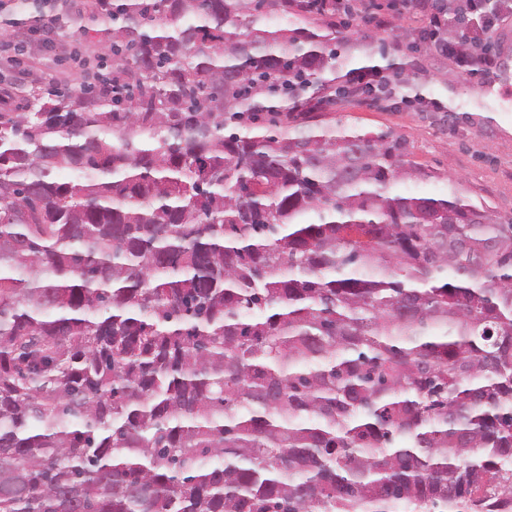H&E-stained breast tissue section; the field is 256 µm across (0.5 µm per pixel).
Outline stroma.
Returning a JSON list of instances; mask_svg holds the SVG:
<instances>
[{
	"instance_id": "35a3bbf8",
	"label": "stroma",
	"mask_w": 512,
	"mask_h": 512,
	"mask_svg": "<svg viewBox=\"0 0 512 512\" xmlns=\"http://www.w3.org/2000/svg\"><path fill=\"white\" fill-rule=\"evenodd\" d=\"M425 28L421 16L400 14L391 18L385 30L356 21L349 31L358 40L382 41L389 51L404 53L409 44L422 43ZM399 31L406 33L405 43L394 40ZM13 33V53L24 64L19 69L0 64V84L11 89L10 97L0 100V113L20 111L23 92L72 78L65 54L84 44L79 37L35 32L26 26L14 28ZM414 78L425 103L397 99L376 106L340 98L331 110L365 129L390 128L407 138L411 161L433 177L404 185V192L440 196L453 185L474 199L485 200L496 216L512 219V95L484 96L481 77L461 76L452 58L434 51L421 53ZM451 174L456 183H448Z\"/></svg>"
}]
</instances>
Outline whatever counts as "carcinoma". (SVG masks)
I'll use <instances>...</instances> for the list:
<instances>
[{"label":"carcinoma","instance_id":"cac0c4a2","mask_svg":"<svg viewBox=\"0 0 512 512\" xmlns=\"http://www.w3.org/2000/svg\"><path fill=\"white\" fill-rule=\"evenodd\" d=\"M336 0H112L0 113V512H512V220L353 85Z\"/></svg>","mask_w":512,"mask_h":512}]
</instances>
